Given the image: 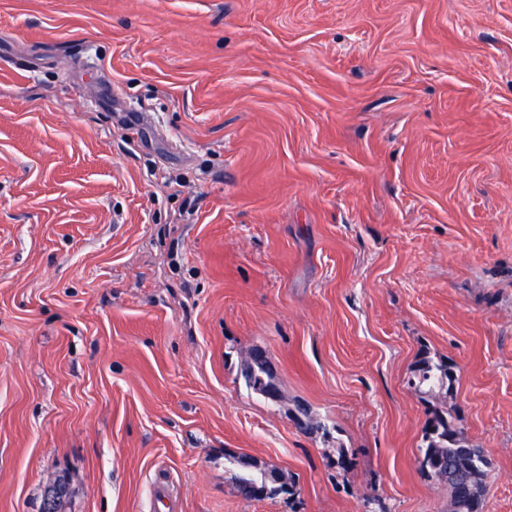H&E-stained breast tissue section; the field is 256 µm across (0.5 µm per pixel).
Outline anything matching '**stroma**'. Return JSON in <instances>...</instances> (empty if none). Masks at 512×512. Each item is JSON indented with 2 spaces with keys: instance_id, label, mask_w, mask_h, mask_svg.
I'll list each match as a JSON object with an SVG mask.
<instances>
[{
  "instance_id": "1",
  "label": "stroma",
  "mask_w": 512,
  "mask_h": 512,
  "mask_svg": "<svg viewBox=\"0 0 512 512\" xmlns=\"http://www.w3.org/2000/svg\"><path fill=\"white\" fill-rule=\"evenodd\" d=\"M438 402L512 512V0H0V512H448ZM257 356L250 362H245L241 368V375L245 381L246 386L257 395L262 396L264 399H269L275 403L281 400V394L275 384H271L266 390V397L264 390L267 385L273 381V372L270 362L263 353L256 351ZM261 354L262 356H259ZM452 378L453 373L449 365L442 362L434 363L428 358H423L412 385L415 390L423 394L439 393L443 389L447 392ZM284 477L277 474L272 470H263L258 473L248 472L241 476L238 480L237 490L238 493L245 499L256 500V492L259 489L267 488V491L260 492L259 496L270 498L280 493H285L283 487L287 484L283 482Z\"/></svg>"
}]
</instances>
